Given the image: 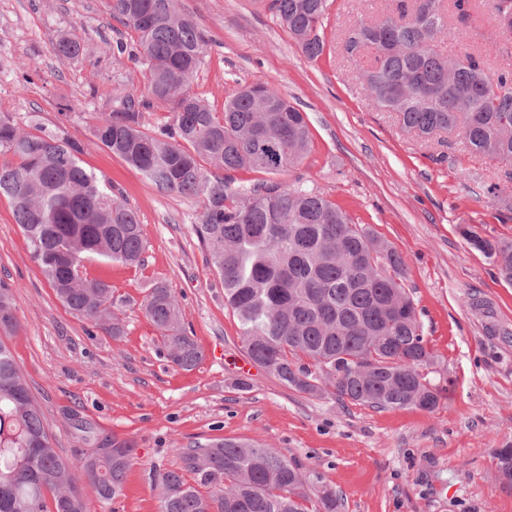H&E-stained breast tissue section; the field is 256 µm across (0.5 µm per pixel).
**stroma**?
<instances>
[{"instance_id": "35a3bbf8", "label": "stroma", "mask_w": 512, "mask_h": 512, "mask_svg": "<svg viewBox=\"0 0 512 512\" xmlns=\"http://www.w3.org/2000/svg\"><path fill=\"white\" fill-rule=\"evenodd\" d=\"M470 28L449 29L446 47L512 69V45L496 38L489 0H475ZM386 0H332L321 30L323 54L306 58L264 0H181L203 32L206 53L191 87L213 111L238 88L275 81L311 131L301 161L277 174L340 205L398 250L423 334L435 355L429 379L439 407L378 410L282 386L252 368L247 387L230 368L244 357L240 325L224 286L206 265L194 226L200 199L158 193L143 175L97 143L99 113L145 99L136 36L113 20L105 0H0V118L67 132L82 165L139 217L144 265L97 258L89 276L112 286L126 325L113 338L57 298L12 206L0 197V280L14 289L18 331L6 343L60 458L79 463L98 444L131 442L137 461L116 503L91 512H159L152 475L179 468L178 451L225 437L278 449L342 496L341 512H512V482L497 451L512 445V286L461 233L472 227L512 240V211L476 195L478 183L506 185L512 167L470 155L457 134L423 142L378 110L341 35L360 14L383 16ZM78 37L84 52L59 56L57 41ZM165 282L182 322L203 350L193 371L160 356V338L141 303Z\"/></svg>"}]
</instances>
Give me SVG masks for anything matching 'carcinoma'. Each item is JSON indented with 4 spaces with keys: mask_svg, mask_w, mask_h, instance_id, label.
I'll list each match as a JSON object with an SVG mask.
<instances>
[{
    "mask_svg": "<svg viewBox=\"0 0 512 512\" xmlns=\"http://www.w3.org/2000/svg\"><path fill=\"white\" fill-rule=\"evenodd\" d=\"M467 27L473 0H390V12L360 18L343 33L341 51L372 61L362 74L376 105L396 114L401 128L428 139L457 132L474 156L512 164V72L482 59L452 54L448 7ZM112 18L132 30L146 70L147 101L96 118L98 144L141 173L160 192L202 199L195 232L206 262L224 283V302L236 316L249 359L281 385L310 396L328 391L342 401L376 409L419 407L433 412L440 393L427 379L433 365L406 286L400 254L370 226L304 185L262 180L233 187L239 170L278 174L295 165L310 143L302 112L273 84L237 91L224 111L191 92L207 41L178 0H107ZM329 0H268L310 60L321 56ZM512 0H492V21ZM59 55L75 58L81 42L58 40ZM172 105L168 122L146 132L143 111ZM78 143L41 124L32 130L0 119V196L12 205L33 258L68 310L113 336L125 333L112 285L83 277L85 259L144 264L136 212L105 191L77 158ZM512 210V186L486 187ZM469 243L512 285V241L469 230ZM175 368L196 369L203 351L181 325L176 296L163 282L141 305ZM18 329L12 285L0 280V333ZM136 462L132 444L112 439L108 452H89L75 466L52 448L43 416L6 343L0 339V512H91L78 480L101 504L115 502ZM194 475L189 483L184 473ZM278 450L228 438L195 441L181 466L155 475L160 512H338L342 498Z\"/></svg>",
    "mask_w": 512,
    "mask_h": 512,
    "instance_id": "cac0c4a2",
    "label": "carcinoma"
}]
</instances>
